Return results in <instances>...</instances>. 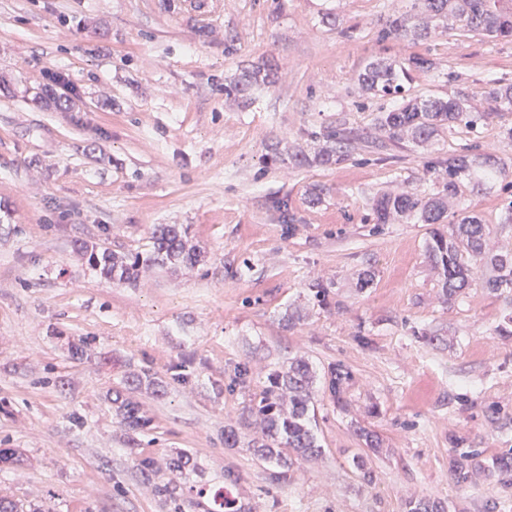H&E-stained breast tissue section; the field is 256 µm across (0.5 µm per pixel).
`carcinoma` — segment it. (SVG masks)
<instances>
[{"instance_id": "carcinoma-1", "label": "carcinoma", "mask_w": 512, "mask_h": 512, "mask_svg": "<svg viewBox=\"0 0 512 512\" xmlns=\"http://www.w3.org/2000/svg\"><path fill=\"white\" fill-rule=\"evenodd\" d=\"M418 12L402 13L389 20L383 35L400 40H424L439 24L452 22L457 30L481 34L489 39L512 38V0H416ZM431 72L434 63L424 57L412 56L407 65L397 66L386 61L367 64L357 75L361 88L374 95L396 98L404 92L403 82L409 71ZM267 80L260 71H245L237 80L224 84L227 96L245 93L254 85ZM480 118L461 93L448 98L429 97L411 99L397 108L381 113L378 118L380 145L412 141L429 143L443 129L454 125L470 126ZM327 146L320 148L314 160L320 164H337L348 156L356 137L345 128L330 126L321 134ZM437 164L445 168L448 181L432 197L418 191L384 194L373 201L376 223L390 224L404 216H416L425 224H438L457 200L460 184L471 179L475 168L484 171L483 182H492L509 175V168L491 155H471L469 149L450 153ZM486 225L475 214H467L452 226L448 234L433 233L426 243V252L440 271L443 287L452 297L467 287L478 262L484 256ZM77 250L87 256L88 264L101 276L119 283L132 285L137 282L144 267L189 266L201 261V253L188 243L186 230L178 224H158L151 233V246L146 252L117 256L108 249L79 243ZM489 262L494 275L488 287L512 288V249L491 256ZM154 384L148 372L127 381V393L115 392L112 404L119 423L129 432L139 434L150 425V419L141 412L139 402L129 393L141 388L143 379ZM308 365L296 360L288 369L273 374L272 381L260 393L253 410L260 417L263 438L254 442V451L262 459L272 461L284 477L292 465L291 456L308 459L318 456L322 448L317 445L310 424L312 392ZM154 491L174 503V512H183L181 494L170 483L154 485Z\"/></svg>"}]
</instances>
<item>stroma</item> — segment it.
<instances>
[{
	"instance_id": "obj_1",
	"label": "stroma",
	"mask_w": 512,
	"mask_h": 512,
	"mask_svg": "<svg viewBox=\"0 0 512 512\" xmlns=\"http://www.w3.org/2000/svg\"><path fill=\"white\" fill-rule=\"evenodd\" d=\"M411 7L0 0V448L19 458L0 470L1 497L23 512H173L152 489L173 482L190 512H208L217 488L240 512H407L413 498L512 512V289L488 288L482 263L446 299L425 248L466 211L489 228L486 254L512 248V176L464 181L440 226L372 212L399 186L436 193L432 163L462 144L512 158V108L489 94L512 83V39L382 37ZM414 55L438 68L411 72L408 96L461 91L484 118L426 145L368 148L394 101L362 92L357 74ZM266 63L272 84L226 97L225 80ZM51 73L66 107L45 96ZM339 125L361 139L344 161L295 165ZM158 224L186 228L204 262L153 266L129 286L74 250L144 251ZM296 357L314 375L322 453L277 482L249 445L251 407ZM144 370L163 391L136 392L151 423L134 436L112 393ZM181 452L192 470H173Z\"/></svg>"
}]
</instances>
